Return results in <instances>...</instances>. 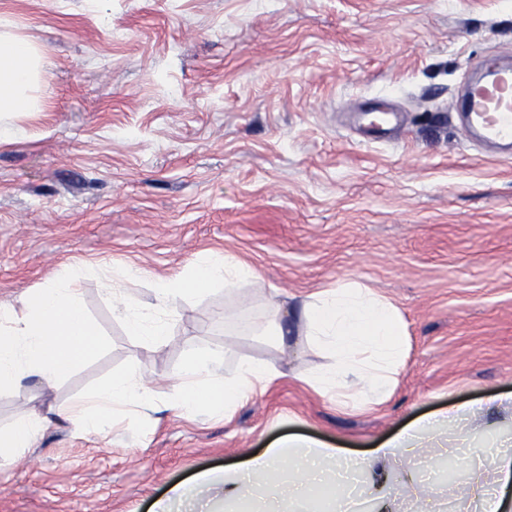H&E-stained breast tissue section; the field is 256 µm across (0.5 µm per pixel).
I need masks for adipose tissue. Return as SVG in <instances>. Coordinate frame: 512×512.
Instances as JSON below:
<instances>
[{
	"mask_svg": "<svg viewBox=\"0 0 512 512\" xmlns=\"http://www.w3.org/2000/svg\"><path fill=\"white\" fill-rule=\"evenodd\" d=\"M44 74L43 54L34 44L10 39L0 52V112L31 109V92ZM93 266L73 268L46 286L32 289L20 310L0 311V392L11 391L29 378L50 383L67 377L103 340L85 314L79 283L96 276ZM138 275L129 268L112 280L122 296L118 317L131 335L164 344L177 299L205 292L214 283L231 291L253 281V271L231 255L208 253L195 257L189 275L156 280L153 303L142 305L125 296L128 282ZM297 321L309 348L323 354V366L301 380L344 410L357 411L385 401L397 387L408 353L406 326L400 309L360 282L348 279L301 301ZM214 354L190 356L170 378L166 400L155 397L136 369L114 376L96 389L52 408L50 414L22 412L7 429H0V458L22 454L32 440L58 418L78 432H100L119 414L175 410L185 416L203 411L232 413L276 378L275 367L240 362L232 374L216 372ZM512 410V394L500 395L423 416L384 441L363 459L319 440L292 435L273 441L261 455L239 469L217 477L203 473L194 486L173 485L156 512H185L194 491L219 488L221 503L238 505L261 499L266 512H315L322 502L326 512L356 507L360 512H402L412 502L415 512L436 505L423 473L396 469L392 460L420 457L431 441L452 434L464 448L460 463L469 474L455 512H512L503 491L512 483V451L499 446H473V425L491 426L494 409Z\"/></svg>",
	"mask_w": 512,
	"mask_h": 512,
	"instance_id": "obj_1",
	"label": "adipose tissue"
}]
</instances>
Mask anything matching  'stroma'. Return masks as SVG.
Returning a JSON list of instances; mask_svg holds the SVG:
<instances>
[{"mask_svg":"<svg viewBox=\"0 0 512 512\" xmlns=\"http://www.w3.org/2000/svg\"><path fill=\"white\" fill-rule=\"evenodd\" d=\"M46 53L35 112L0 139V307L75 263L100 350L48 391L63 404L137 366L167 399L194 352L275 365L279 380L231 416L115 417L99 433L50 425L0 463V512H150L177 483L223 473L301 434L363 452L449 403L512 392V154L476 140L458 99L489 60L512 61V0H0V33ZM399 124L365 138L356 107ZM205 251L258 283L181 299L167 341L131 336L129 294L184 275ZM354 278L401 310L405 371L363 412L301 383L324 364L258 330Z\"/></svg>","mask_w":512,"mask_h":512,"instance_id":"stroma-1","label":"stroma"}]
</instances>
